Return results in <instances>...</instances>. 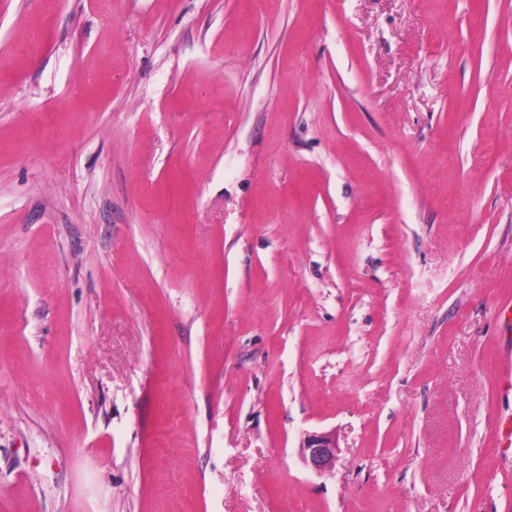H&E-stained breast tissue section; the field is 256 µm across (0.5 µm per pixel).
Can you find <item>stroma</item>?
I'll return each instance as SVG.
<instances>
[{"label": "stroma", "instance_id": "35a3bbf8", "mask_svg": "<svg viewBox=\"0 0 512 512\" xmlns=\"http://www.w3.org/2000/svg\"><path fill=\"white\" fill-rule=\"evenodd\" d=\"M511 351L512 0H0V512H512ZM302 455L306 465L317 473L330 471L336 457V440L328 432H309L306 434Z\"/></svg>", "mask_w": 512, "mask_h": 512}]
</instances>
